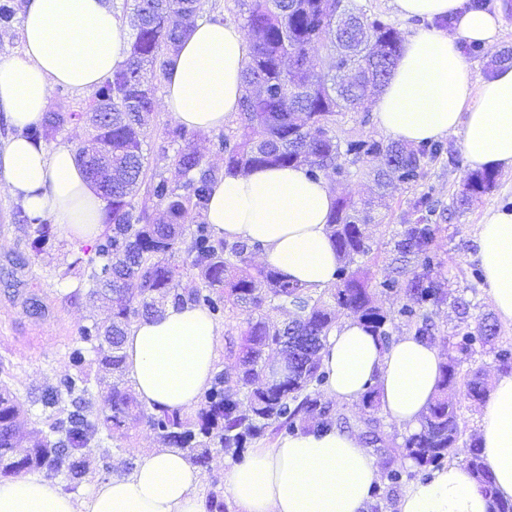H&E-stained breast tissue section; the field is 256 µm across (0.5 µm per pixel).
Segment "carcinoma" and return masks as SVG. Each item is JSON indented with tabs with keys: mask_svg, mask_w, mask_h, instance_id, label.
I'll use <instances>...</instances> for the list:
<instances>
[{
	"mask_svg": "<svg viewBox=\"0 0 512 512\" xmlns=\"http://www.w3.org/2000/svg\"><path fill=\"white\" fill-rule=\"evenodd\" d=\"M234 7L247 29L250 53L235 126L225 128L214 143L216 152L224 155V172L302 165L314 179L328 169L346 178L352 176L351 168L380 159L383 165L373 176L383 188L394 182L418 185L427 163L443 156L448 164L456 163L454 151L440 142L409 145L336 135L340 118L361 112V122L369 121L370 97L378 95L397 65L403 36L387 16L357 0H234ZM199 9L200 0H136L129 58L92 92L87 111L109 103L112 115L107 121L91 122L90 145L78 149V155L85 173L94 169L108 184L109 192L103 197L108 202L104 223L109 230L87 257L76 258L71 267L90 269L89 293L110 298L112 322L105 328L95 323L84 326L74 339L69 359L75 372L59 378L42 396L43 407L50 409L48 430L31 427L17 396L7 385L0 386L1 478L41 472L77 485L86 475L83 449L127 437L129 424L141 418L167 447L187 452L201 468L207 467L215 447L241 460L250 444L267 435L334 428L336 411L323 397L328 374L319 356L336 324L332 304L388 346L392 318L376 304V296L399 294L404 303L396 316L405 319L415 336L431 343L437 339L435 325L424 310L446 302L450 295L419 269L438 263L435 242L445 209L428 192L410 201L408 217L394 241L395 265L376 281L360 265L373 251L363 231L372 220L370 209L346 198L336 199L328 229L339 266L327 300L288 281L273 267H248V254L260 245L213 236L203 215L217 175L203 167L193 146L194 134L184 126L165 131L167 139L180 144L174 164L183 181L173 186L160 176L150 183V196L164 207V221L147 223L144 213L137 211L134 198L145 163L143 128L153 112V90L143 74L149 69L162 78L167 76L169 48L187 34V29L171 24L170 17L174 13L191 16ZM342 17L354 27L348 44L336 40V23ZM316 45L333 56L331 69L321 71L311 61L310 50ZM73 117L72 113L53 112L41 125L29 126L27 138L38 143L48 131L63 127ZM495 188L494 172L470 173L456 198V208L470 205ZM27 221L41 225L34 248L52 247L46 220L29 217ZM180 252L186 254L188 267L200 282L189 292L181 288L182 270L175 261ZM169 302L200 306L216 320L247 314L239 349L229 350L236 376L217 371L191 413L150 411L128 382L91 376V351L109 373L122 375L127 330L140 316L161 314ZM289 305L294 312L287 323L278 325L262 315L267 306ZM496 335L495 322L483 317L475 330L462 333L448 346L438 393L420 429L407 436L401 447V453L416 466L410 476L430 477L450 458L462 434L448 389L461 381L473 400L482 401L490 393L491 383L483 368H473L463 377L461 362L477 349L487 348L499 370L512 372V346L496 344ZM269 352L278 353L288 371L256 386L254 380ZM94 385L103 397L102 407L95 411L84 399ZM65 396L70 406L61 409ZM24 434L32 437L33 444L17 454L15 445ZM467 465L479 491L490 500L491 512H512V501L498 496L494 476L475 443ZM402 479L401 470L387 469L386 483L372 491L376 499L372 512H379L381 504L391 499Z\"/></svg>",
	"mask_w": 512,
	"mask_h": 512,
	"instance_id": "obj_1",
	"label": "carcinoma"
}]
</instances>
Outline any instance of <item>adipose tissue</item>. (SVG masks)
<instances>
[{
    "label": "adipose tissue",
    "instance_id": "obj_1",
    "mask_svg": "<svg viewBox=\"0 0 512 512\" xmlns=\"http://www.w3.org/2000/svg\"><path fill=\"white\" fill-rule=\"evenodd\" d=\"M398 15L425 20L410 37L376 102L380 127L406 143L461 136L471 169L512 168V63L473 81L461 42L497 45L500 12L472 9L468 0H393ZM453 30L434 27L439 16ZM21 56L0 61V115L14 128L0 147V185L33 216L50 217L68 240L90 242L104 230L107 203L87 181L73 147L47 148L25 138L42 121L52 90L90 92L129 56L126 26L110 0H27ZM249 47L241 29L199 20L173 54L164 106L187 128L223 129L244 93ZM334 202L325 179L306 167H269L220 176L205 213L215 237L261 247L263 261L304 288L336 280L337 257L328 221ZM478 259L501 320L512 322V212L493 209L479 226ZM220 329L206 309L167 305L141 319L123 343L126 372L150 410L186 411L217 370ZM438 347L413 335L382 347L357 320L344 319L321 351L327 395L360 401L377 383L382 410L418 429L437 392ZM482 455L499 497L512 500V374L498 375L478 431ZM374 456L353 435L331 430L289 435L252 449L225 472L236 512H363L378 484ZM200 474L186 452L155 448L132 473L101 481L76 497L54 481L25 475L0 483V512H207ZM397 512H489L467 465L451 462L430 479L407 484Z\"/></svg>",
    "mask_w": 512,
    "mask_h": 512
}]
</instances>
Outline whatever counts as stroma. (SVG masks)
<instances>
[{
    "label": "stroma",
    "instance_id": "obj_1",
    "mask_svg": "<svg viewBox=\"0 0 512 512\" xmlns=\"http://www.w3.org/2000/svg\"><path fill=\"white\" fill-rule=\"evenodd\" d=\"M154 89L156 107L150 117L144 143L146 154L145 180L161 176L170 183L181 182L182 177L172 157L175 144L165 138L168 127L174 126L171 113L165 112L161 102L165 94L163 78L153 76L148 80ZM464 163L448 167L433 161L427 166L425 179L414 187L396 185L385 196H378L372 174L361 171L357 177L343 183H332L337 196L354 201L376 199L372 212L374 220L365 231L374 242L369 267L382 273L393 258L389 244L404 221L408 202L416 194L433 191L443 205H451L464 185ZM512 203V170L499 169L497 187L491 194L474 201L469 208L454 212L444 221L437 246L441 263L432 267L429 277L440 281L452 296L471 300L473 306L468 317H460L451 304L429 308L428 314L442 336H451L465 327L475 326L477 320L491 313L494 306L485 285H473L471 269L478 262L477 233L484 215L492 209ZM20 209L11 197L0 192V381L20 398L33 421L41 419L40 398L46 389L72 367L68 348L78 336L82 326L108 321L111 309L108 304L88 295L85 278L68 270L77 257L83 256L84 246L56 237L52 249L34 253L30 247L38 234V227L19 219ZM456 403L462 435L452 455L453 461L465 462L469 445L478 434L482 404L470 399L464 386L448 392ZM338 413L347 416L350 431L365 436L372 422H379L386 435L385 447H372L378 467L395 461L404 471H411L412 464L404 458H390L389 449L399 447L408 430L393 421L384 412H374L362 403H336ZM130 441L112 442L109 449L91 448L86 456V477L77 488V496H84L100 481L110 476H122L130 465L146 451L161 447L158 435L146 421H139L129 431Z\"/></svg>",
    "mask_w": 512,
    "mask_h": 512
}]
</instances>
